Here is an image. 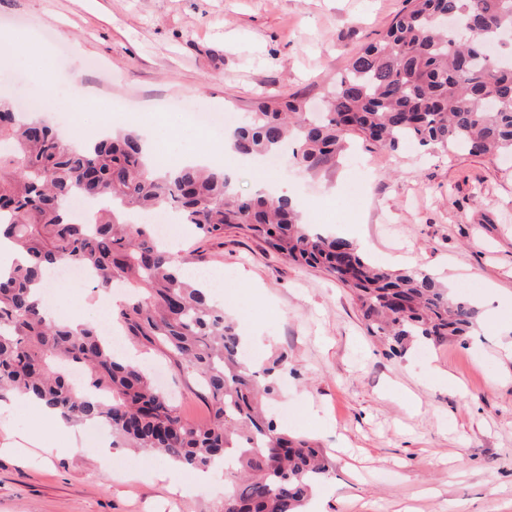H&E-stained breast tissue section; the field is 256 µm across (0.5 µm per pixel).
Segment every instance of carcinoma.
<instances>
[{"instance_id":"obj_1","label":"carcinoma","mask_w":512,"mask_h":512,"mask_svg":"<svg viewBox=\"0 0 512 512\" xmlns=\"http://www.w3.org/2000/svg\"><path fill=\"white\" fill-rule=\"evenodd\" d=\"M512 0H406L386 32L356 52L313 122L293 96L270 99L231 130L245 156L292 157L309 171L354 139L396 151L408 144L512 158ZM133 130L93 145L64 141L44 120L0 100V236L29 257L0 273V400L34 396L70 422L104 424L112 447L162 452L186 467L224 461L222 512H305L332 461L267 412L283 357L255 370L243 338L208 288L179 273L183 261L155 225L127 215L175 212L210 237L242 225L287 261L319 267L352 288L365 326L389 350L415 338L467 334L478 310L430 274L372 265L343 238L314 232L287 198L237 196L224 170L191 165L157 173ZM78 196L95 221L72 216ZM84 267L94 289L132 288L120 315L130 335L164 347L197 375L210 400L205 426L189 422L139 364L115 354L97 327L58 323L35 285L44 268Z\"/></svg>"}]
</instances>
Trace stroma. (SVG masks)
<instances>
[{
    "label": "stroma",
    "mask_w": 512,
    "mask_h": 512,
    "mask_svg": "<svg viewBox=\"0 0 512 512\" xmlns=\"http://www.w3.org/2000/svg\"><path fill=\"white\" fill-rule=\"evenodd\" d=\"M404 0H0V31L32 34L0 43V66L33 82L91 88L70 109L47 113L68 131L95 113L99 133L162 136L179 104L242 113L268 94L302 95L309 109L350 57L377 38ZM320 232L364 244L395 270L453 280L451 293L479 309L478 328L438 344L390 354L370 336L351 291L318 268L286 262L251 232L203 237L180 229L176 249L193 271L224 273V309L251 355L287 357L269 409L292 433L320 444L334 468L323 480L324 512H512V161L417 148L391 152L352 140L335 163L276 177ZM91 288L61 284L63 319L109 324L126 358L155 369L181 416L210 418L197 377L164 349L129 336L116 295L96 313ZM37 435L64 444L36 412H0V438ZM92 442L46 456L27 446L0 455V512H221L224 475L206 492L169 485L163 459L118 449L102 464Z\"/></svg>",
    "instance_id": "1"
}]
</instances>
